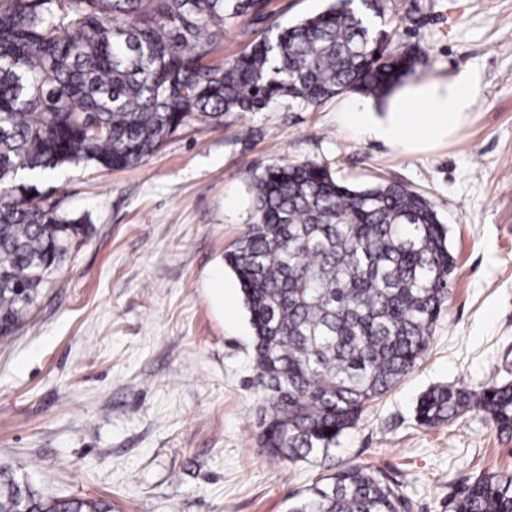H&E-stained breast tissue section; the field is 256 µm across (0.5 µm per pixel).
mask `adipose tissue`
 I'll list each match as a JSON object with an SVG mask.
<instances>
[{
	"mask_svg": "<svg viewBox=\"0 0 512 512\" xmlns=\"http://www.w3.org/2000/svg\"><path fill=\"white\" fill-rule=\"evenodd\" d=\"M476 78L466 72L453 78L419 74L395 88L383 105L348 101L345 124L360 135L417 154L446 139L471 112Z\"/></svg>",
	"mask_w": 512,
	"mask_h": 512,
	"instance_id": "ef3b65f1",
	"label": "adipose tissue"
}]
</instances>
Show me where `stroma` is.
I'll list each match as a JSON object with an SVG mask.
<instances>
[{
	"instance_id": "35a3bbf8",
	"label": "stroma",
	"mask_w": 512,
	"mask_h": 512,
	"mask_svg": "<svg viewBox=\"0 0 512 512\" xmlns=\"http://www.w3.org/2000/svg\"><path fill=\"white\" fill-rule=\"evenodd\" d=\"M332 0H264L289 25ZM393 49L417 72H472L468 120L409 156L338 114L285 100L184 128L141 164L84 165L38 178L88 216L31 313L0 339V464L51 499L109 512H286L342 466L402 482L407 512H450L461 485L512 472V436L471 411L435 428L415 408L431 387L512 382V0H388ZM287 159L350 186L420 192L455 256L448 309L420 366L371 403L328 455L290 462L257 435L266 403L252 329L224 254L255 220L253 174Z\"/></svg>"
}]
</instances>
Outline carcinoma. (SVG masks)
I'll return each mask as SVG.
<instances>
[{"label": "carcinoma", "instance_id": "cac0c4a2", "mask_svg": "<svg viewBox=\"0 0 512 512\" xmlns=\"http://www.w3.org/2000/svg\"><path fill=\"white\" fill-rule=\"evenodd\" d=\"M263 0H0V338L30 312L46 279L86 231L21 173L140 163L207 118L307 106L346 93L386 98L415 57L376 28L385 0H334L290 26L271 25L216 61L224 32ZM256 220L224 254L254 336L267 402L261 447L291 462L325 455L365 407L426 354L449 295L454 256L431 202L397 183L351 187L316 163L286 161L251 178ZM512 432V383L439 387L416 407L427 428L463 411ZM403 486L346 465L287 512H406ZM0 512H101L41 498L0 466ZM450 512H512V474L462 486Z\"/></svg>", "mask_w": 512, "mask_h": 512}]
</instances>
